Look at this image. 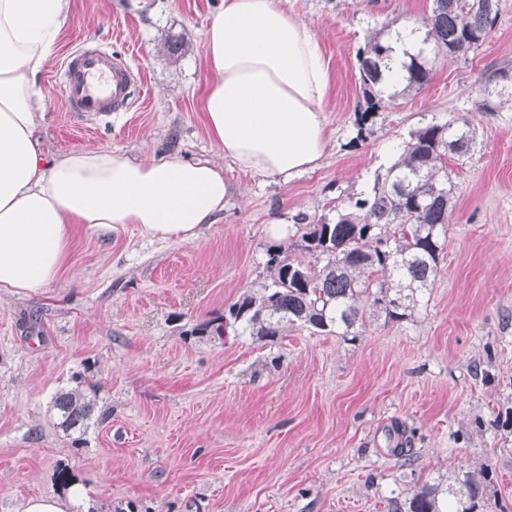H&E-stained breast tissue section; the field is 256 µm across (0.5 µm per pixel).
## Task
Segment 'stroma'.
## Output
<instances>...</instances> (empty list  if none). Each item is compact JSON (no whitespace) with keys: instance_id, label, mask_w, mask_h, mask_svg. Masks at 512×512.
I'll list each match as a JSON object with an SVG mask.
<instances>
[{"instance_id":"obj_1","label":"stroma","mask_w":512,"mask_h":512,"mask_svg":"<svg viewBox=\"0 0 512 512\" xmlns=\"http://www.w3.org/2000/svg\"><path fill=\"white\" fill-rule=\"evenodd\" d=\"M224 0H71L38 77L44 150L105 147L185 160L222 156L203 124L211 80L203 32ZM431 0H288L328 64L330 140L288 183L224 164L231 193L192 242L135 225L83 227L67 269L32 293L0 288V512L83 487L74 512H387V502L462 470L489 471L512 512V104L481 112L487 73L512 66V0L468 59L439 60L423 88L358 129L356 52L368 33L422 21ZM138 67L131 111L85 121L53 77L80 45ZM467 117L471 158L439 273L411 320L367 318L356 337L287 326L270 341L195 326L269 279L274 224L327 213L397 158L424 117ZM98 380L108 413L83 437L56 425L55 394ZM400 427L409 460L392 455Z\"/></svg>"}]
</instances>
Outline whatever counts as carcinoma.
Masks as SVG:
<instances>
[{
    "label": "carcinoma",
    "instance_id": "carcinoma-1",
    "mask_svg": "<svg viewBox=\"0 0 512 512\" xmlns=\"http://www.w3.org/2000/svg\"><path fill=\"white\" fill-rule=\"evenodd\" d=\"M498 16V0H432L423 19L427 54L409 57L401 90L388 93L384 71L391 46L375 32L357 51L358 131L393 100L421 89L441 57L465 58L489 37ZM512 101V68L500 67L485 78L481 112H495L498 100ZM474 128L464 116L451 115L412 129L397 158L375 171L372 187L336 198L333 217L321 215L299 225V260L285 247L268 251L269 281L260 292L249 290L224 309V315L195 328L200 336H222L228 325L241 334L274 340L288 325L315 333L352 336L375 311L388 322L412 318L439 272L453 211L454 183L448 160L470 154ZM98 381L79 378L77 386L58 392L53 409L58 426L84 433L96 410ZM488 471H459L448 487L424 486L405 499L392 498L388 512H489Z\"/></svg>",
    "mask_w": 512,
    "mask_h": 512
}]
</instances>
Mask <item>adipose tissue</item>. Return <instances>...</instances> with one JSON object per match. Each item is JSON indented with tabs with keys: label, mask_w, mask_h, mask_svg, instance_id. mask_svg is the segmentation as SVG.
Instances as JSON below:
<instances>
[{
	"label": "adipose tissue",
	"mask_w": 512,
	"mask_h": 512,
	"mask_svg": "<svg viewBox=\"0 0 512 512\" xmlns=\"http://www.w3.org/2000/svg\"><path fill=\"white\" fill-rule=\"evenodd\" d=\"M69 9L70 0H0V288L53 282L82 224L193 241L228 193L223 164L209 160L43 150L37 78ZM423 38L413 26L393 34L388 85L403 82ZM204 48L205 128L225 162L284 182L313 168L326 146L330 75L312 29L281 0H224Z\"/></svg>",
	"instance_id": "1"
}]
</instances>
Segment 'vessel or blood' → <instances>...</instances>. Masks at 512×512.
Segmentation results:
<instances>
[{"label": "vessel or blood", "instance_id": "b4317fda", "mask_svg": "<svg viewBox=\"0 0 512 512\" xmlns=\"http://www.w3.org/2000/svg\"><path fill=\"white\" fill-rule=\"evenodd\" d=\"M58 82L66 109L83 117L130 111L142 87L137 68L92 46L68 57Z\"/></svg>", "mask_w": 512, "mask_h": 512}]
</instances>
